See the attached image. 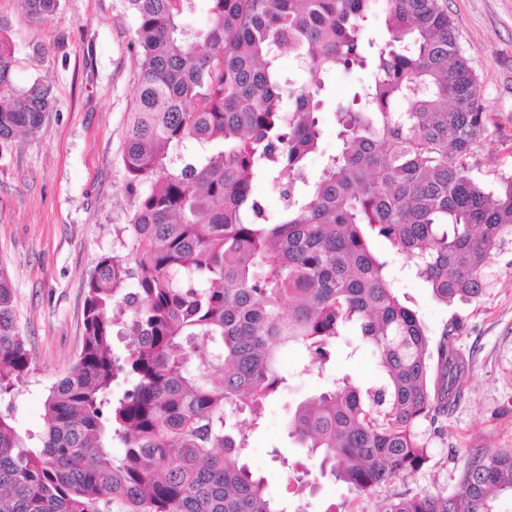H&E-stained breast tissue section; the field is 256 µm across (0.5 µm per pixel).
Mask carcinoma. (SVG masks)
<instances>
[{"mask_svg": "<svg viewBox=\"0 0 512 512\" xmlns=\"http://www.w3.org/2000/svg\"><path fill=\"white\" fill-rule=\"evenodd\" d=\"M125 2L140 68L122 157L138 196L129 257L89 276L82 349L49 389L42 432L0 411V512H288L243 461L248 431L288 387L284 352L323 376L350 330L379 383L333 379L297 405L289 436L357 495L422 468L419 426L448 414L469 373L448 343L463 324L432 343L373 239L448 305L481 301L512 234V175H473L491 115L444 0H383V43L364 36L374 0H207L205 29L185 22L195 0ZM25 4L49 14L58 0ZM12 68L0 37V146L39 132L52 104ZM357 69L369 79L333 112L340 148L311 174L327 82ZM258 181L279 190V213ZM30 362L0 268V400ZM505 491L512 448L477 449L457 494L381 512H496Z\"/></svg>", "mask_w": 512, "mask_h": 512, "instance_id": "carcinoma-1", "label": "carcinoma"}]
</instances>
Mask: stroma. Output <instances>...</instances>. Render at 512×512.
<instances>
[{
    "label": "stroma",
    "instance_id": "obj_1",
    "mask_svg": "<svg viewBox=\"0 0 512 512\" xmlns=\"http://www.w3.org/2000/svg\"><path fill=\"white\" fill-rule=\"evenodd\" d=\"M448 13L469 58L492 122L475 174L512 173V0H448ZM0 32L11 41L14 81L39 80L54 105L37 134L0 149V267L14 289L17 323L31 354L30 370L13 400L20 432L39 433L50 387L75 366L84 333L89 274L104 256H127L121 242L136 197L122 162L127 118L139 81L135 21L123 0H59L51 14L28 13L24 0H0ZM390 274L399 299L418 315L432 341L461 318L450 344L470 363L460 399L435 425H422L430 462L391 485L358 496L316 478L313 493L293 494L289 476L270 455L305 459L288 435L290 412L326 379L302 372L305 357L288 351L287 390L272 397L259 428L249 431L246 460L269 496L289 508L379 512L385 499L419 491L451 495L464 462L479 448H512V235L497 244L479 303L446 305L415 277L402 256Z\"/></svg>",
    "mask_w": 512,
    "mask_h": 512
}]
</instances>
